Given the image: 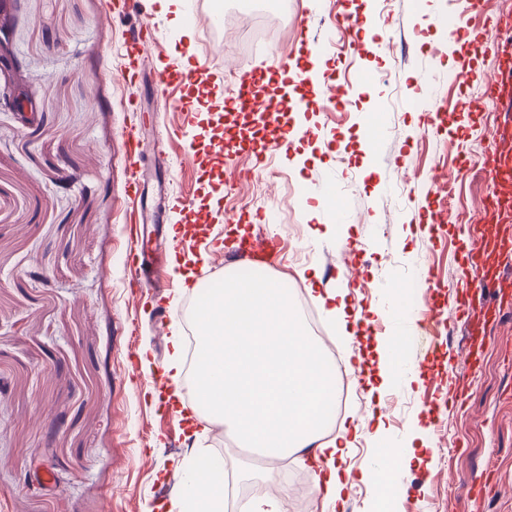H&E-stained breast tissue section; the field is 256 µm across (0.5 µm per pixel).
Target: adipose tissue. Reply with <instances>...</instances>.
<instances>
[{
  "mask_svg": "<svg viewBox=\"0 0 512 512\" xmlns=\"http://www.w3.org/2000/svg\"><path fill=\"white\" fill-rule=\"evenodd\" d=\"M201 315L194 386L205 408L230 425L242 447L262 449L270 460L289 455L318 464L316 486L324 502L343 501L348 482L336 463L351 443L343 434L323 436L336 379L290 295L269 280L232 279L213 289ZM412 460L391 450L380 468L363 472L379 489L373 512H388L392 489ZM223 486L222 465L201 460L168 512H224Z\"/></svg>",
  "mask_w": 512,
  "mask_h": 512,
  "instance_id": "obj_1",
  "label": "adipose tissue"
}]
</instances>
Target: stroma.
I'll return each instance as SVG.
<instances>
[{"label": "stroma", "mask_w": 512, "mask_h": 512, "mask_svg": "<svg viewBox=\"0 0 512 512\" xmlns=\"http://www.w3.org/2000/svg\"><path fill=\"white\" fill-rule=\"evenodd\" d=\"M351 9L390 36V53L321 45L313 83L344 81L349 93L330 112L287 113L294 136L262 176H251L248 152L224 165L212 159L228 125L251 131L244 113L207 109L185 81L156 90L157 71L192 58L234 96L239 70L262 61L263 44L294 54L300 19L318 36ZM510 10L512 0H481L476 10L467 0H286L263 21L235 0H182V13L200 18L191 26L173 21L161 0H0L15 60L0 78V512H159L203 454L224 464V512H240L239 497L260 487L287 490L290 512H333L312 467L259 463L204 414L190 434L185 416L155 397L167 384L171 329H189L198 291L252 274L238 257L240 236L284 241L261 270L315 314L325 349L341 362H356L366 345L342 336L321 295L344 294L350 314L365 318L393 291L406 293V317L430 303L457 313L406 340L418 381L390 370L383 392L352 391L331 422L334 435L355 415L384 423L379 434L358 429L341 463L356 478L341 512H371L376 487L359 476L387 448L423 459L402 473L392 512H512V307L491 319L479 298L449 290L465 280L466 249L485 231L481 201L493 189L485 160L505 120L459 105L498 77L489 22ZM444 15L469 31L467 44L438 26ZM143 20L154 37L138 66L130 40ZM425 70L440 77L436 98L454 125L425 128L412 95ZM368 127L379 130L371 152ZM132 129L162 140L170 160L142 161L143 202L163 218L147 242L165 266L155 295L128 284ZM327 176L339 191L334 213L319 191ZM188 204L207 223H188ZM441 213L451 222L438 221ZM180 224L181 246L169 249ZM182 267L194 287L183 288ZM472 322L482 334L468 335Z\"/></svg>", "instance_id": "35a3bbf8"}]
</instances>
